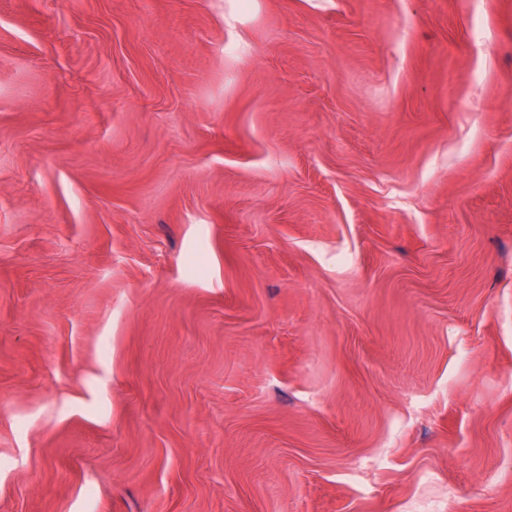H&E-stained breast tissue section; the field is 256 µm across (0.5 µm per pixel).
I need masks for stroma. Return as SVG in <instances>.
Returning <instances> with one entry per match:
<instances>
[{"mask_svg":"<svg viewBox=\"0 0 512 512\" xmlns=\"http://www.w3.org/2000/svg\"><path fill=\"white\" fill-rule=\"evenodd\" d=\"M0 512H512V0H0Z\"/></svg>","mask_w":512,"mask_h":512,"instance_id":"1","label":"stroma"}]
</instances>
